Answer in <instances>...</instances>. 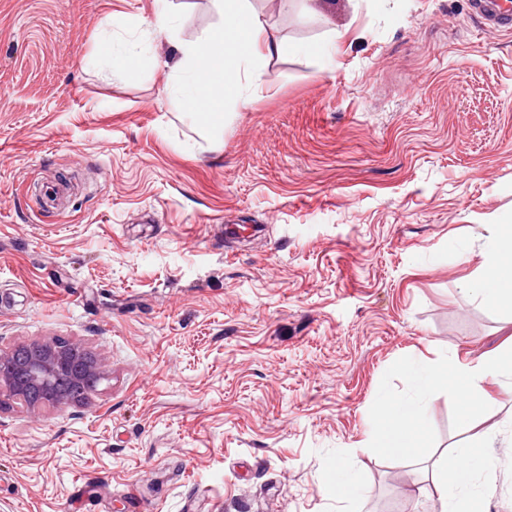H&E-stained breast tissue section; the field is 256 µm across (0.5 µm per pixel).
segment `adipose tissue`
<instances>
[{
  "instance_id": "adipose-tissue-1",
  "label": "adipose tissue",
  "mask_w": 512,
  "mask_h": 512,
  "mask_svg": "<svg viewBox=\"0 0 512 512\" xmlns=\"http://www.w3.org/2000/svg\"><path fill=\"white\" fill-rule=\"evenodd\" d=\"M224 22L198 40L179 43L180 59L174 69L182 75L177 97L181 113L197 124L217 129L224 125V102L240 99L245 86L260 88L261 74L255 61L288 52L289 46L276 38L248 0H221ZM480 262L461 284L462 292L490 306H512V226L492 224ZM402 371L422 394L442 389L451 394L467 393L462 413L474 408L471 396L482 395L487 377L500 378L512 392V352L464 363L451 356L422 364L409 363ZM376 439L389 457L404 461L418 459L420 438L427 414L423 403L406 399L380 398ZM489 440L480 446L489 447ZM477 446V447H480ZM477 447L457 448L433 468L432 487L441 503L440 512H484L485 498L477 483Z\"/></svg>"
}]
</instances>
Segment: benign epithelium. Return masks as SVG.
I'll use <instances>...</instances> for the list:
<instances>
[{
	"mask_svg": "<svg viewBox=\"0 0 512 512\" xmlns=\"http://www.w3.org/2000/svg\"><path fill=\"white\" fill-rule=\"evenodd\" d=\"M24 351L21 360H15L16 350H0V365L9 366L11 373H0V396L5 395L21 403L33 390L44 392L54 406L75 404V400L55 390L57 378L67 373L77 379L81 372L104 376L97 360L76 344L63 345L50 342H30L20 345Z\"/></svg>",
	"mask_w": 512,
	"mask_h": 512,
	"instance_id": "obj_1",
	"label": "benign epithelium"
}]
</instances>
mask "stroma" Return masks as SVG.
<instances>
[{"label": "stroma", "mask_w": 512, "mask_h": 512, "mask_svg": "<svg viewBox=\"0 0 512 512\" xmlns=\"http://www.w3.org/2000/svg\"><path fill=\"white\" fill-rule=\"evenodd\" d=\"M249 5L292 50L213 130L154 60L220 0H168L158 46L156 0H0V349L62 338L105 374L78 406L0 401V512H438L433 462L481 434L512 512L496 378L470 423L426 402L422 460L374 446L380 397L418 395L404 363L512 337L459 284L512 225V33L469 0ZM146 29L149 41L155 44L170 41L174 36V21L170 11L166 8L156 10Z\"/></svg>", "instance_id": "stroma-1"}]
</instances>
